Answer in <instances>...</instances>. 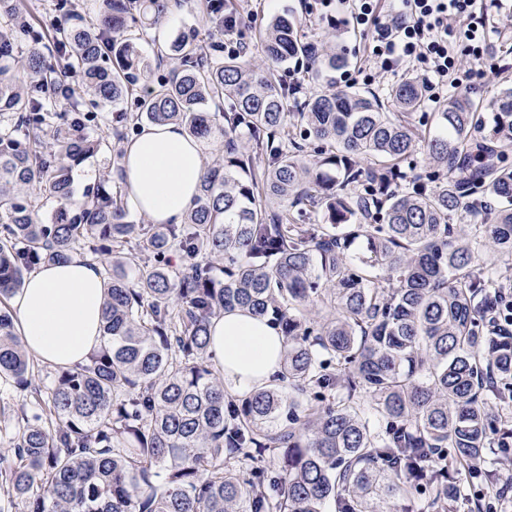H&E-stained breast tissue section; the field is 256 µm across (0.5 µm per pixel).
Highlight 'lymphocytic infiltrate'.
Instances as JSON below:
<instances>
[{
	"mask_svg": "<svg viewBox=\"0 0 512 512\" xmlns=\"http://www.w3.org/2000/svg\"><path fill=\"white\" fill-rule=\"evenodd\" d=\"M393 2L384 13L378 0H354L346 17L343 0H314L310 10L330 24L371 29L369 51L381 70L422 68L429 101H437L444 86H469L483 76L482 64L493 48L488 12L502 10L503 0Z\"/></svg>",
	"mask_w": 512,
	"mask_h": 512,
	"instance_id": "lymphocytic-infiltrate-1",
	"label": "lymphocytic infiltrate"
}]
</instances>
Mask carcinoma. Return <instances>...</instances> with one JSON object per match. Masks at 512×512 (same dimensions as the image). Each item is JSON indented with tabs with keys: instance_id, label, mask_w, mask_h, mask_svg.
<instances>
[{
	"instance_id": "carcinoma-1",
	"label": "carcinoma",
	"mask_w": 512,
	"mask_h": 512,
	"mask_svg": "<svg viewBox=\"0 0 512 512\" xmlns=\"http://www.w3.org/2000/svg\"><path fill=\"white\" fill-rule=\"evenodd\" d=\"M172 1L102 0L86 20L85 3L55 0L47 33L23 0H0V385L35 407L0 406L13 431L0 512H453L459 475L512 447V340L485 325L502 288L487 256L512 258V88L487 105L451 96L421 113V132L407 121L424 105L412 78L290 112L297 90L196 31L160 50L175 65L149 86L138 37L113 33L146 31ZM200 10L224 28V0ZM300 28L271 17L264 55H304L316 74L348 64ZM16 33L46 51H20ZM129 96L121 125L98 114ZM226 99L228 112L201 110ZM144 123L224 139L183 223L128 220L120 166L73 205L74 168ZM316 144L331 183L300 158ZM173 248L189 271L162 262ZM72 256L101 263L104 344L35 386L1 305L32 267ZM237 307L285 340L278 383L243 398L207 342Z\"/></svg>"
}]
</instances>
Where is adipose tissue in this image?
Masks as SVG:
<instances>
[{"mask_svg":"<svg viewBox=\"0 0 512 512\" xmlns=\"http://www.w3.org/2000/svg\"><path fill=\"white\" fill-rule=\"evenodd\" d=\"M202 145L183 127L148 124L123 146L131 210L155 224L181 223L202 175ZM106 286L99 264L82 257L37 267L10 299L29 355L52 365L85 363L103 343L100 329ZM284 339L268 319L236 308L214 318L209 353L231 394L271 385L281 368Z\"/></svg>","mask_w":512,"mask_h":512,"instance_id":"1","label":"adipose tissue"}]
</instances>
